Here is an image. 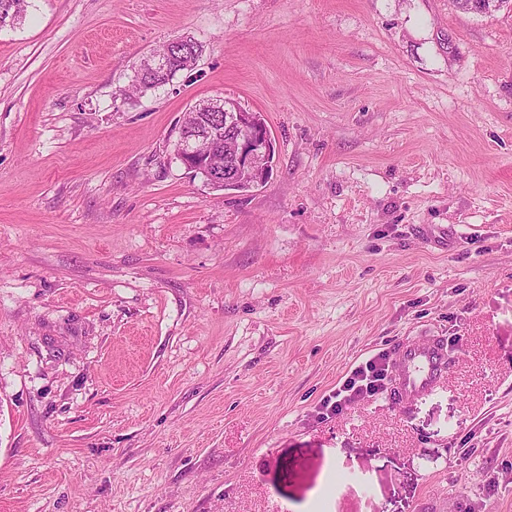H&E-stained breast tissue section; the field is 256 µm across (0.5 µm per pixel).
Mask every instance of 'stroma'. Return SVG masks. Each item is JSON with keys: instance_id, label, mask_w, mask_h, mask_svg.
Wrapping results in <instances>:
<instances>
[{"instance_id": "1", "label": "stroma", "mask_w": 512, "mask_h": 512, "mask_svg": "<svg viewBox=\"0 0 512 512\" xmlns=\"http://www.w3.org/2000/svg\"><path fill=\"white\" fill-rule=\"evenodd\" d=\"M183 35L197 66L123 99ZM218 96L265 118L266 186L175 158ZM433 339V391L322 411ZM0 512H512V8L28 0L0 29ZM384 355L368 360L365 364L355 367L343 383L336 388V392L323 402L326 410L340 411L342 406L356 398L374 396L383 388L385 380ZM332 399L336 401L331 402Z\"/></svg>"}]
</instances>
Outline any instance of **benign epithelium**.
<instances>
[{
	"instance_id": "obj_1",
	"label": "benign epithelium",
	"mask_w": 512,
	"mask_h": 512,
	"mask_svg": "<svg viewBox=\"0 0 512 512\" xmlns=\"http://www.w3.org/2000/svg\"><path fill=\"white\" fill-rule=\"evenodd\" d=\"M195 108L216 111L223 122L204 135L182 132L176 158L190 170L195 160H208L205 175L215 185H267L274 172L275 149L265 119L226 97L209 99Z\"/></svg>"
}]
</instances>
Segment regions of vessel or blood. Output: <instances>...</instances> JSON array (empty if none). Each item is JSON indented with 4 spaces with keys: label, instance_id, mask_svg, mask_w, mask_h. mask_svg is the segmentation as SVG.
<instances>
[{
    "label": "vessel or blood",
    "instance_id": "1",
    "mask_svg": "<svg viewBox=\"0 0 512 512\" xmlns=\"http://www.w3.org/2000/svg\"><path fill=\"white\" fill-rule=\"evenodd\" d=\"M399 361L394 381L397 395L404 401L435 388L447 367L444 344L439 340L421 345H401Z\"/></svg>",
    "mask_w": 512,
    "mask_h": 512
}]
</instances>
